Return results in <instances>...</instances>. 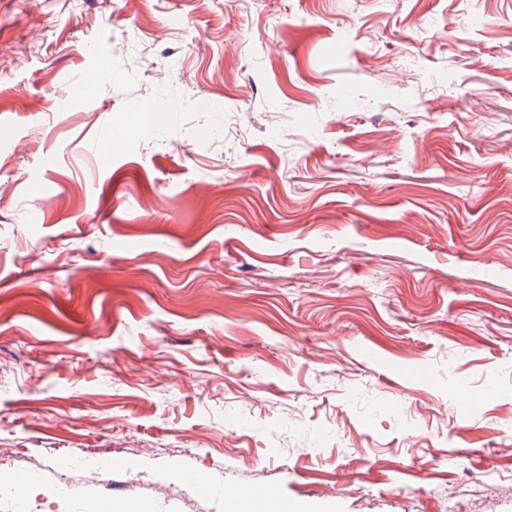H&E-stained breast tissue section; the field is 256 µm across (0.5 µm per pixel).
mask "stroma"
Segmentation results:
<instances>
[{"label":"stroma","instance_id":"35a3bbf8","mask_svg":"<svg viewBox=\"0 0 512 512\" xmlns=\"http://www.w3.org/2000/svg\"><path fill=\"white\" fill-rule=\"evenodd\" d=\"M1 126L0 512H512V0H0Z\"/></svg>","mask_w":512,"mask_h":512}]
</instances>
